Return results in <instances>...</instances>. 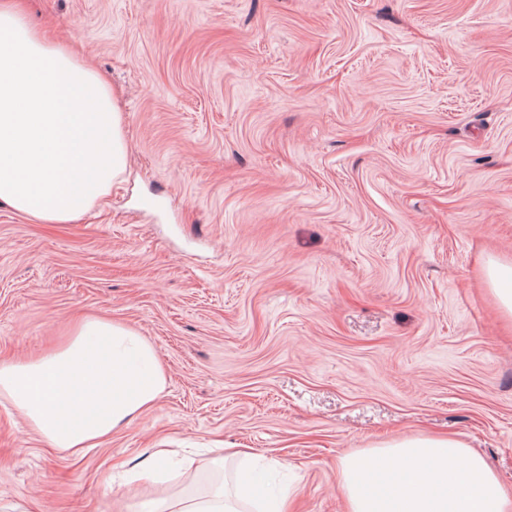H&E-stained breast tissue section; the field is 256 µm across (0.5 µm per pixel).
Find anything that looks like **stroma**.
<instances>
[{
    "label": "stroma",
    "instance_id": "obj_1",
    "mask_svg": "<svg viewBox=\"0 0 512 512\" xmlns=\"http://www.w3.org/2000/svg\"><path fill=\"white\" fill-rule=\"evenodd\" d=\"M109 81L126 170L88 215L0 205V361L86 316L167 385L81 456L0 399V512H126L166 443L274 463L291 512H344L341 461L453 436L512 491V0H24ZM111 491H104V479ZM486 276L502 312L512 317V265L491 263Z\"/></svg>",
    "mask_w": 512,
    "mask_h": 512
}]
</instances>
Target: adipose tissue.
<instances>
[{
  "label": "adipose tissue",
  "mask_w": 512,
  "mask_h": 512,
  "mask_svg": "<svg viewBox=\"0 0 512 512\" xmlns=\"http://www.w3.org/2000/svg\"><path fill=\"white\" fill-rule=\"evenodd\" d=\"M126 165L122 112L104 80L0 0V203L44 224L90 213ZM166 385L158 353L127 324L78 321L59 349L0 363V397L52 447L98 446L151 408ZM345 512H512L483 458L453 437L391 440L341 462ZM250 475L138 512H248Z\"/></svg>",
  "instance_id": "adipose-tissue-1"
}]
</instances>
